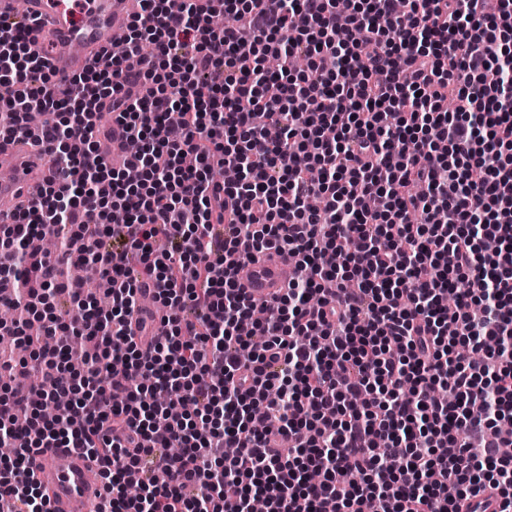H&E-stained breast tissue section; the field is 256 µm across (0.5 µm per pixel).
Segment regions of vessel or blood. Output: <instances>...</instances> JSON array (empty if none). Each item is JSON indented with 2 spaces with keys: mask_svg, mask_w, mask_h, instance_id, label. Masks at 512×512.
Listing matches in <instances>:
<instances>
[{
  "mask_svg": "<svg viewBox=\"0 0 512 512\" xmlns=\"http://www.w3.org/2000/svg\"><path fill=\"white\" fill-rule=\"evenodd\" d=\"M138 10V0H80L73 7L61 0H0V20L34 26L30 50L60 80L83 72L97 53L111 49ZM49 158L35 134L0 143V168L11 173L0 180V214L37 196L52 180ZM290 271L288 260L276 255L241 266L237 277L248 296L261 302L280 293ZM30 468L52 512H98L103 484L91 456L74 448H43L32 454Z\"/></svg>",
  "mask_w": 512,
  "mask_h": 512,
  "instance_id": "vessel-or-blood-1",
  "label": "vessel or blood"
}]
</instances>
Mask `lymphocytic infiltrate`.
<instances>
[{"label": "lymphocytic infiltrate", "instance_id": "1", "mask_svg": "<svg viewBox=\"0 0 512 512\" xmlns=\"http://www.w3.org/2000/svg\"><path fill=\"white\" fill-rule=\"evenodd\" d=\"M139 2L111 70L65 86L0 23V139L43 112L58 174L0 225V288L54 340L0 322L29 349L0 372L40 379L0 396V512H49L27 460L58 445L98 459L100 512H462L487 490L512 512V0H217L220 28ZM105 104L143 144L136 183L101 152ZM123 251L165 310L146 350ZM266 252L295 267L261 305L237 271ZM86 261L108 306L63 276Z\"/></svg>", "mask_w": 512, "mask_h": 512}]
</instances>
